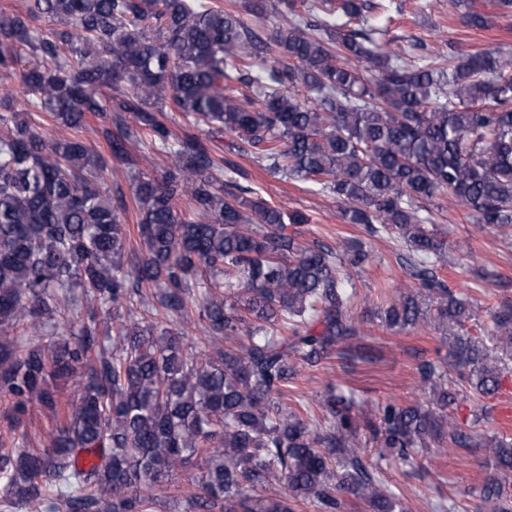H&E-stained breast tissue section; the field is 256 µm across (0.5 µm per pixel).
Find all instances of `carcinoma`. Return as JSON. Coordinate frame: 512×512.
<instances>
[{"label":"carcinoma","instance_id":"1","mask_svg":"<svg viewBox=\"0 0 512 512\" xmlns=\"http://www.w3.org/2000/svg\"><path fill=\"white\" fill-rule=\"evenodd\" d=\"M389 2L277 0L286 28L268 38L266 0L245 4L251 21L222 0H24L0 14V76L26 97L19 109L0 93V394L16 429L33 404L59 414V381L80 391L48 447L0 442L7 495L40 512H158L169 480L196 469L183 512H344L350 497L411 512L364 463L366 435L379 463L412 465L433 444L485 449L496 475L480 497L512 512V440L477 439L448 412L502 387L507 367L478 338L453 337L450 362L419 361L427 405L364 408L330 387L312 424L288 404L300 370L344 362L364 335L342 270L369 253L301 244L288 225L306 217L240 183L214 150L225 132L271 174L336 198L348 223L406 245L412 283L378 308L385 328L470 317V296L438 272L448 242L429 206L512 228V57L450 44L433 58L420 40L384 50L363 16L387 17ZM455 5L466 26H491L470 0ZM168 99L188 117L178 135L162 120ZM33 112L74 135L48 138ZM108 112L105 156L81 133ZM144 135L174 156L158 176L129 153ZM114 162L131 182L137 250L126 196L103 182ZM190 304L194 351L166 326ZM97 306L127 313L110 350ZM82 307L87 318L69 316ZM491 317L490 340L512 354V299Z\"/></svg>","mask_w":512,"mask_h":512}]
</instances>
